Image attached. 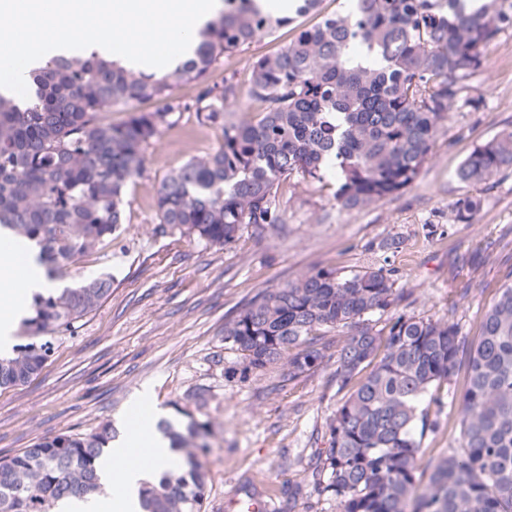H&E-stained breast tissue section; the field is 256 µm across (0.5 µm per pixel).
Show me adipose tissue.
I'll return each instance as SVG.
<instances>
[{
    "mask_svg": "<svg viewBox=\"0 0 512 512\" xmlns=\"http://www.w3.org/2000/svg\"><path fill=\"white\" fill-rule=\"evenodd\" d=\"M16 254L0 244V357L9 356L16 343L14 333L27 316L32 298L57 288L43 265L32 264L28 273L15 272ZM174 456L168 441L153 430L128 429L118 435L100 460V480L106 497H72L58 503V512H143L139 488L143 481L172 469Z\"/></svg>",
    "mask_w": 512,
    "mask_h": 512,
    "instance_id": "obj_1",
    "label": "adipose tissue"
}]
</instances>
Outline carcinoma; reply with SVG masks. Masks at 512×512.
Wrapping results in <instances>:
<instances>
[{
	"instance_id": "obj_1",
	"label": "carcinoma",
	"mask_w": 512,
	"mask_h": 512,
	"mask_svg": "<svg viewBox=\"0 0 512 512\" xmlns=\"http://www.w3.org/2000/svg\"><path fill=\"white\" fill-rule=\"evenodd\" d=\"M353 0L344 14L303 29L286 48L250 66L246 85L211 84L215 65L257 38L293 22L264 12L257 0H225L201 33L192 57L173 72L147 74L95 55L51 57L32 71L34 102L21 107L0 94V229L39 249L57 280L80 258L112 244L124 223L128 186L145 169L146 151L192 108L196 122L220 132L211 154L192 158L154 197L157 230L178 228L211 244L279 221L281 185L298 176L321 183L336 169V203L371 205L410 186L439 133L440 122L468 88L488 48L512 14L501 0ZM357 46L372 65L355 62ZM183 81L199 85L193 105L174 96ZM157 100L163 106L114 124L105 110ZM246 100L256 115L229 123L224 113ZM512 169V131L476 147L456 176L468 184ZM481 201L457 202L455 221L470 223ZM393 271L348 276L310 271L257 292L224 317V346L241 373L280 365L293 382L326 358L336 342V383L351 388L312 455L313 492L339 512H512V284L486 309L474 346L457 324L401 314L379 328L374 316L397 300ZM112 291V276L79 280L34 297L24 326L29 342L0 357V388L26 383L51 352L49 335L72 336ZM467 368L462 396L448 415L457 445L416 473L424 435L439 424L441 390ZM182 457L175 471L140 489L143 512H201L205 482L199 454L209 422L186 431L158 424ZM112 427L43 438L0 458V512H55L70 496L103 492L99 458Z\"/></svg>"
}]
</instances>
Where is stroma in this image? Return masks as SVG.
<instances>
[{
	"label": "stroma",
	"mask_w": 512,
	"mask_h": 512,
	"mask_svg": "<svg viewBox=\"0 0 512 512\" xmlns=\"http://www.w3.org/2000/svg\"><path fill=\"white\" fill-rule=\"evenodd\" d=\"M349 5L321 0L318 12L222 58L211 81L244 80L255 58L281 50L301 28ZM505 130H512L511 28L499 32L409 187L345 210L333 198L335 175L321 184L294 178L281 189L280 223L258 234L245 228L220 247L176 229L154 231L152 197L161 182L219 145L217 130L184 113L148 149L111 247L67 271L69 284L111 275V295L75 335L55 339L36 377L0 389V457L62 432L88 433L103 422L119 426L132 395L147 388L153 405L177 426L191 416L214 424L203 460L205 512H240L236 501L247 484L276 505L299 488L310 494L307 512H338L334 501L312 495L307 465L347 397L336 384L335 361L324 360L285 386L273 366L229 375L239 357L224 347V316L258 291L312 270L385 267L404 296L389 316L450 320L466 341L476 340L483 311L512 282V170L478 186L460 182L456 170L475 147ZM465 196L483 203L470 224L454 220V205ZM389 238L399 240L398 251L381 249ZM200 389L209 398L203 410L194 399Z\"/></svg>",
	"instance_id": "1"
}]
</instances>
